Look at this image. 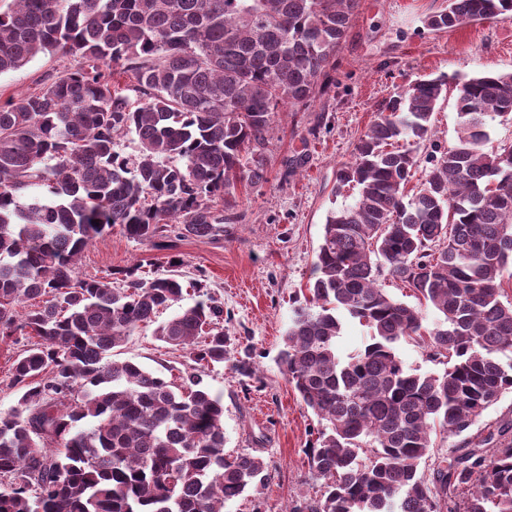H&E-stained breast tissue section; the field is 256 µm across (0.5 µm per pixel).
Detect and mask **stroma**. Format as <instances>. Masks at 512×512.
I'll use <instances>...</instances> for the list:
<instances>
[{
    "label": "stroma",
    "mask_w": 512,
    "mask_h": 512,
    "mask_svg": "<svg viewBox=\"0 0 512 512\" xmlns=\"http://www.w3.org/2000/svg\"><path fill=\"white\" fill-rule=\"evenodd\" d=\"M448 0H360L338 54L336 82L301 112L285 107L267 134L268 175L259 186L238 184L237 221L216 240L169 239L157 249L130 239L121 228L97 237L82 253L80 277H104L139 265L142 275L174 271L187 285L167 320L200 300L224 308L227 355L201 370L204 386L224 403V451L262 458L270 476L262 493L247 492L231 512H284L299 499L320 496L321 482L308 470L305 452L325 423L300 400L278 365L282 338L312 275L331 210L354 203L351 187H337L336 171L351 162L356 143L382 100L417 78L444 74L448 90L433 114L434 139L457 140L458 84L484 70L512 72V19L474 21L434 31L425 20ZM76 58L56 51L0 74V103L38 90ZM31 339L15 335L0 342V409L17 402L11 365ZM166 380L181 383L197 371L190 355L165 345L153 326H140L115 349ZM249 359L255 373L239 375L234 365Z\"/></svg>",
    "instance_id": "1"
}]
</instances>
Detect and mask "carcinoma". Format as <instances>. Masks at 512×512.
Listing matches in <instances>:
<instances>
[{"label":"carcinoma","mask_w":512,"mask_h":512,"mask_svg":"<svg viewBox=\"0 0 512 512\" xmlns=\"http://www.w3.org/2000/svg\"><path fill=\"white\" fill-rule=\"evenodd\" d=\"M359 0H8L0 74L41 53L85 64L0 105V341H38L15 359V406L0 411V512H228L269 475L224 453V404L196 374L176 386L109 359L178 302L174 276L79 278L82 251L118 224L131 239L224 235L235 188L267 180L266 134L280 109L310 105L336 70ZM512 0H448L432 30L509 20ZM130 74L142 97L115 88ZM448 76L377 105L337 171L358 190L326 219L306 305L278 365L326 421L306 457L320 497L289 512H512V420L469 433L512 390V146L486 150L484 116L512 114V72L458 84L457 141L426 154ZM131 135L139 154L118 150ZM404 141L406 148L395 144ZM43 195L25 202L26 190ZM384 274L425 308L390 297ZM40 296L50 300L29 308ZM436 318L428 321L425 309ZM224 308L200 301L155 329L196 364L227 355ZM369 343L336 351L342 319ZM413 340L440 373L404 366ZM509 358L505 362L502 357ZM464 436L444 455L432 435ZM432 460V480L419 475Z\"/></svg>","instance_id":"1"}]
</instances>
